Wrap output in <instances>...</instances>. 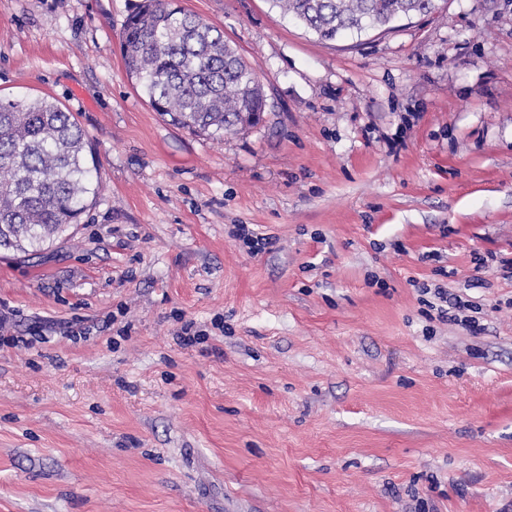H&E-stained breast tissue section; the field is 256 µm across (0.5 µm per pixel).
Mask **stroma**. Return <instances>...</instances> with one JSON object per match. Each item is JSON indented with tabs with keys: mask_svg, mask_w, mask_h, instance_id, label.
I'll use <instances>...</instances> for the list:
<instances>
[{
	"mask_svg": "<svg viewBox=\"0 0 512 512\" xmlns=\"http://www.w3.org/2000/svg\"><path fill=\"white\" fill-rule=\"evenodd\" d=\"M137 2L0 0V96L74 113L100 185L0 253V512H512V0L329 42L182 0L266 95L217 139L128 78Z\"/></svg>",
	"mask_w": 512,
	"mask_h": 512,
	"instance_id": "obj_1",
	"label": "stroma"
}]
</instances>
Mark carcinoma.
Instances as JSON below:
<instances>
[{"instance_id": "1", "label": "carcinoma", "mask_w": 512, "mask_h": 512, "mask_svg": "<svg viewBox=\"0 0 512 512\" xmlns=\"http://www.w3.org/2000/svg\"><path fill=\"white\" fill-rule=\"evenodd\" d=\"M321 41L428 14L435 0H270ZM127 74L151 107L194 132L220 135L265 112L252 68L224 32L176 0H141L122 32ZM92 148L74 116L48 98H0V249L27 254L76 223L98 193Z\"/></svg>"}]
</instances>
